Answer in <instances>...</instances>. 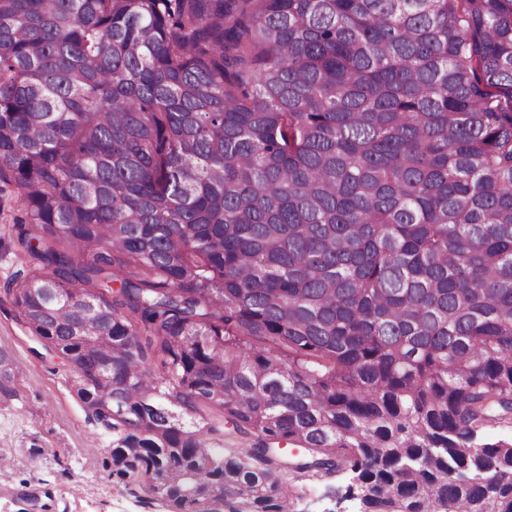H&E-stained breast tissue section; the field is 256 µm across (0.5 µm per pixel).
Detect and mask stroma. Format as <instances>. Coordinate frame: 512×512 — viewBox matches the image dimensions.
I'll return each instance as SVG.
<instances>
[{
	"mask_svg": "<svg viewBox=\"0 0 512 512\" xmlns=\"http://www.w3.org/2000/svg\"><path fill=\"white\" fill-rule=\"evenodd\" d=\"M11 186L0 183V348L17 366L15 380L0 390V512H171L161 498L132 494L113 483L103 466L112 438L92 422L72 390V373L60 359L39 357L21 327L6 286L25 256L13 248L9 230L23 219ZM334 482L298 481L293 512H351L339 503Z\"/></svg>",
	"mask_w": 512,
	"mask_h": 512,
	"instance_id": "stroma-1",
	"label": "stroma"
}]
</instances>
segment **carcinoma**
I'll return each instance as SVG.
<instances>
[{"instance_id": "carcinoma-1", "label": "carcinoma", "mask_w": 512, "mask_h": 512, "mask_svg": "<svg viewBox=\"0 0 512 512\" xmlns=\"http://www.w3.org/2000/svg\"><path fill=\"white\" fill-rule=\"evenodd\" d=\"M0 181L116 483L512 512V0H0ZM295 484L298 487L297 492L299 494L291 500L293 511L290 512H326L328 510L335 512L336 510H345L339 512H347L354 510L356 507V504L345 502L339 509L336 504L341 494L334 493L333 490L337 487V484L333 481L320 478H303L296 481Z\"/></svg>"}]
</instances>
